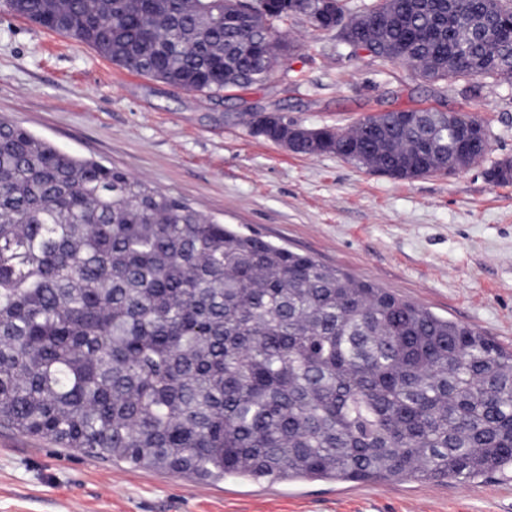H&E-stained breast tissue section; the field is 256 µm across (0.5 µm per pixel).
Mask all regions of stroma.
<instances>
[{
    "instance_id": "obj_1",
    "label": "stroma",
    "mask_w": 512,
    "mask_h": 512,
    "mask_svg": "<svg viewBox=\"0 0 512 512\" xmlns=\"http://www.w3.org/2000/svg\"><path fill=\"white\" fill-rule=\"evenodd\" d=\"M290 53L244 88L187 92L0 12V119L100 161L243 234L339 267L512 351V184L485 169L512 157V84L427 82L405 64L351 53L301 20ZM483 119L472 166L393 179L300 155L253 133L255 112L349 129L392 109ZM0 512H512V471L430 484L227 478L201 483L88 456L0 426Z\"/></svg>"
}]
</instances>
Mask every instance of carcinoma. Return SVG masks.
Returning a JSON list of instances; mask_svg holds the SVG:
<instances>
[{"mask_svg":"<svg viewBox=\"0 0 512 512\" xmlns=\"http://www.w3.org/2000/svg\"><path fill=\"white\" fill-rule=\"evenodd\" d=\"M0 0V11L172 87L267 78L320 0ZM333 0L429 82L512 83V0ZM389 20L358 26L368 10ZM265 138L288 139L281 119ZM490 148L459 112L320 127L296 153L397 179ZM490 179L512 183V159ZM0 425L198 482L434 483L512 467V351L336 267L226 227L0 120Z\"/></svg>","mask_w":512,"mask_h":512,"instance_id":"carcinoma-1","label":"carcinoma"}]
</instances>
